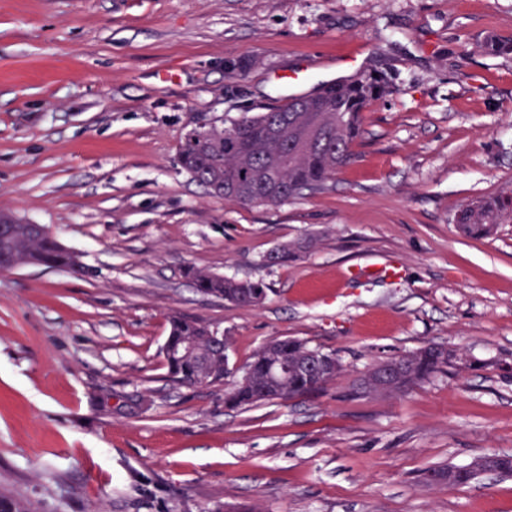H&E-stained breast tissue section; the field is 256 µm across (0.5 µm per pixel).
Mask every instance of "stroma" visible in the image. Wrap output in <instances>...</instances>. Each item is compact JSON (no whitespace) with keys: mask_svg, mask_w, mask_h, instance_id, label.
<instances>
[{"mask_svg":"<svg viewBox=\"0 0 512 512\" xmlns=\"http://www.w3.org/2000/svg\"><path fill=\"white\" fill-rule=\"evenodd\" d=\"M489 37L512 41V0H0V211L79 256L0 272V490L117 512L133 468L175 512H512V476L430 475L512 455V223L472 238L453 221L512 193V56L476 51ZM301 65L312 94L357 68L400 86L328 190L244 205L182 170L188 129L285 104L270 77ZM284 244L296 258L265 265ZM189 268L267 296L200 294ZM175 312L229 336L230 368L296 338L344 371L225 407L223 386L169 379ZM429 344L472 367L356 393ZM378 363L374 364L368 371L373 370ZM404 372L405 365L402 361L399 359L388 361L365 375L359 383V388L364 391L371 390L384 393L389 391L392 385L402 378Z\"/></svg>","mask_w":512,"mask_h":512,"instance_id":"obj_1","label":"stroma"}]
</instances>
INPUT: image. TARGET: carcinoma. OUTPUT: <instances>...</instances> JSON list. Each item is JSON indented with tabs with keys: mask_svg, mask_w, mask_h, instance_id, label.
I'll return each mask as SVG.
<instances>
[{
	"mask_svg": "<svg viewBox=\"0 0 512 512\" xmlns=\"http://www.w3.org/2000/svg\"><path fill=\"white\" fill-rule=\"evenodd\" d=\"M488 54H512V43L488 38L480 44ZM398 85L383 70H363L343 78L315 95L295 97L266 112L243 113L229 127H200L184 137L178 148L183 171L210 194L228 201L276 206L304 193L326 190L336 172L349 162L360 138L363 112L374 101L394 95ZM0 239L9 242L11 262L21 266L70 269L76 255L49 233L9 212H0ZM461 231L480 237L497 224L512 223V194L479 200L454 215ZM196 290L242 307L263 302L261 281L234 280L189 269ZM228 337L217 338L210 328L180 315L170 317L162 353L171 381L184 386L221 384L229 374ZM319 356L330 368L317 374L303 369L278 370ZM410 370L398 393L429 380L451 360L433 349L420 348L401 356ZM342 359L296 339H276L264 345L244 366L240 379L224 391V406L249 408L263 400L288 399L315 393L341 374ZM0 512H40L24 497L0 493Z\"/></svg>",
	"mask_w": 512,
	"mask_h": 512,
	"instance_id": "carcinoma-1",
	"label": "carcinoma"
}]
</instances>
